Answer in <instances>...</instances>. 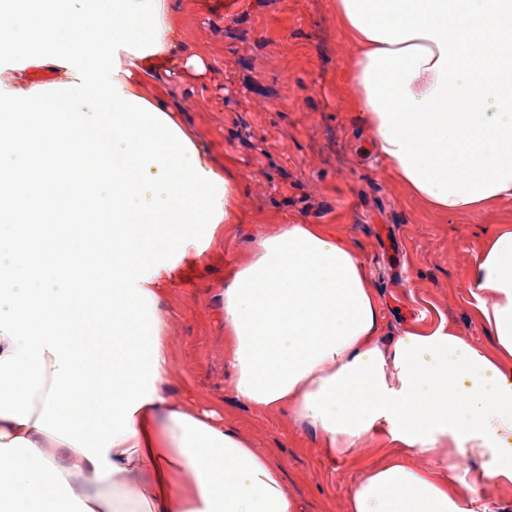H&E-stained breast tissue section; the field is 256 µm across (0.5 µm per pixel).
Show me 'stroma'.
<instances>
[{
  "mask_svg": "<svg viewBox=\"0 0 512 512\" xmlns=\"http://www.w3.org/2000/svg\"><path fill=\"white\" fill-rule=\"evenodd\" d=\"M334 0H174L184 47L216 62L200 80L181 70L156 84L199 147L240 182V223L183 264L162 295L172 396L220 410L224 425L281 466L303 512H346L362 471L393 453L381 438L350 456L325 452L290 414L239 402L224 367V281L252 236L323 224L368 267L383 309L380 339L446 320L475 345L491 340L469 283L484 240L512 225V201L451 216L426 209L372 157V134L348 105L338 72L351 61Z\"/></svg>",
  "mask_w": 512,
  "mask_h": 512,
  "instance_id": "stroma-1",
  "label": "stroma"
}]
</instances>
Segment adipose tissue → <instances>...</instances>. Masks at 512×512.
<instances>
[{
	"label": "adipose tissue",
	"mask_w": 512,
	"mask_h": 512,
	"mask_svg": "<svg viewBox=\"0 0 512 512\" xmlns=\"http://www.w3.org/2000/svg\"><path fill=\"white\" fill-rule=\"evenodd\" d=\"M161 49L120 51L118 81L142 96L179 46L182 20L159 0ZM354 56L341 79L374 133L386 174L428 208L470 215L512 200V0H336ZM476 310L492 349L448 322L406 333L393 351L382 306L352 244L322 224L258 234L224 284V364L240 402L286 410L349 456L375 434L433 456L391 459L353 487L347 512H512L480 492L512 484V227L474 263ZM156 391L98 479L77 448L0 417V512H112L120 486L143 512H301L281 468L213 409L172 401V364L158 352ZM477 459L458 482L448 459Z\"/></svg>",
	"instance_id": "ef3b65f1"
}]
</instances>
